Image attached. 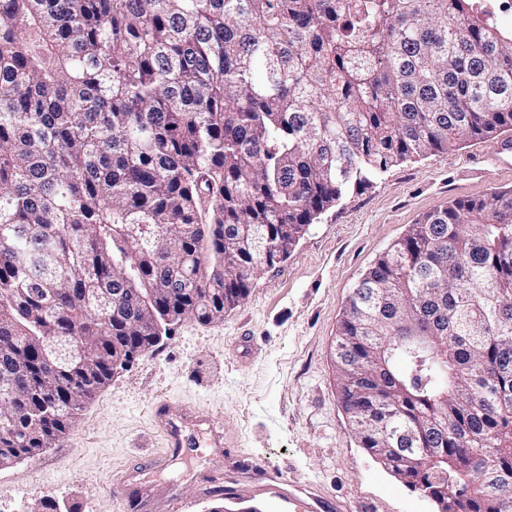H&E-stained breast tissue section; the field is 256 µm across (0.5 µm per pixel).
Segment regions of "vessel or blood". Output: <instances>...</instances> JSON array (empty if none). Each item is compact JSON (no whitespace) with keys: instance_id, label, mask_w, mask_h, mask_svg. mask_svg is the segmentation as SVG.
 I'll return each mask as SVG.
<instances>
[{"instance_id":"vessel-or-blood-1","label":"vessel or blood","mask_w":512,"mask_h":512,"mask_svg":"<svg viewBox=\"0 0 512 512\" xmlns=\"http://www.w3.org/2000/svg\"><path fill=\"white\" fill-rule=\"evenodd\" d=\"M153 418L168 447L176 454L190 453L191 447L185 440V433L189 430L201 436L206 447L219 451L224 446V435L217 428L218 419L210 413L190 408L176 413L158 408ZM254 491L259 495H272L286 501L288 512H323L325 508L321 497L312 495L302 498L301 486L289 480L287 474L280 470L268 471L265 483L255 486Z\"/></svg>"}]
</instances>
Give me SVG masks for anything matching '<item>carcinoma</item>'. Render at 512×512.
I'll return each mask as SVG.
<instances>
[{"mask_svg": "<svg viewBox=\"0 0 512 512\" xmlns=\"http://www.w3.org/2000/svg\"><path fill=\"white\" fill-rule=\"evenodd\" d=\"M505 129L512 29L476 0H0V456L223 319L338 201ZM335 367L406 487L512 512V190L410 225Z\"/></svg>", "mask_w": 512, "mask_h": 512, "instance_id": "cac0c4a2", "label": "carcinoma"}]
</instances>
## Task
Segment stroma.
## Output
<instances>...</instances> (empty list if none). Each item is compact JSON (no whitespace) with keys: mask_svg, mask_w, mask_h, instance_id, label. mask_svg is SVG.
I'll use <instances>...</instances> for the list:
<instances>
[{"mask_svg":"<svg viewBox=\"0 0 512 512\" xmlns=\"http://www.w3.org/2000/svg\"><path fill=\"white\" fill-rule=\"evenodd\" d=\"M512 142V130L389 169L372 188L322 213L279 267L260 271L246 300L204 324L187 318L118 369L73 429L37 455L0 469V512H167L168 493L189 512L232 507L224 474L256 467L291 474L326 500L324 512H432L362 448L337 397L332 349L351 291L370 265L435 207L512 188V170L475 157ZM216 414L226 447L170 453L152 408ZM163 470L122 479L147 458ZM116 482V496L104 487Z\"/></svg>","mask_w":512,"mask_h":512,"instance_id":"stroma-1","label":"stroma"}]
</instances>
